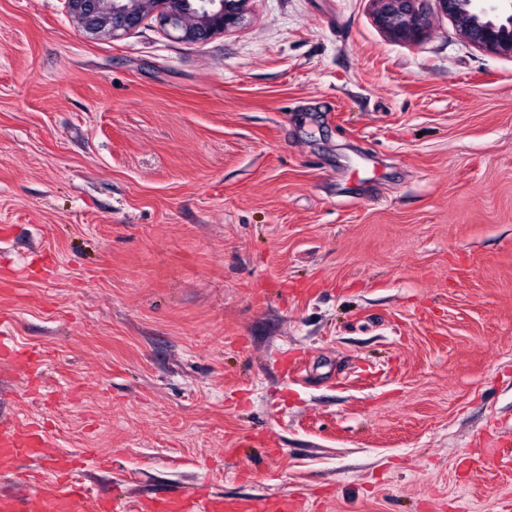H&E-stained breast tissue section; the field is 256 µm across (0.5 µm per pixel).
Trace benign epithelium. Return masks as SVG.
<instances>
[{
    "mask_svg": "<svg viewBox=\"0 0 512 512\" xmlns=\"http://www.w3.org/2000/svg\"><path fill=\"white\" fill-rule=\"evenodd\" d=\"M426 0H371L375 26L390 40L421 41L429 30ZM461 37L483 53L512 57L511 13L492 18L481 0H435ZM249 0H66L79 31L91 36L117 37L152 12L164 30L179 32L183 41H204L241 26Z\"/></svg>",
    "mask_w": 512,
    "mask_h": 512,
    "instance_id": "obj_1",
    "label": "benign epithelium"
}]
</instances>
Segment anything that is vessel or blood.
I'll list each match as a JSON object with an SVG mask.
<instances>
[{
    "label": "vessel or blood",
    "mask_w": 512,
    "mask_h": 512,
    "mask_svg": "<svg viewBox=\"0 0 512 512\" xmlns=\"http://www.w3.org/2000/svg\"><path fill=\"white\" fill-rule=\"evenodd\" d=\"M41 456L52 479L42 482L17 470L26 456ZM0 469L15 474L16 481L29 484V495L0 492V512H296L288 496L234 499L207 492L153 497L130 502L117 493L95 492L77 478L74 458L57 454L48 435L34 427L0 426Z\"/></svg>",
    "instance_id": "b4317fda"
}]
</instances>
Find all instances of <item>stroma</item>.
<instances>
[{
  "mask_svg": "<svg viewBox=\"0 0 512 512\" xmlns=\"http://www.w3.org/2000/svg\"><path fill=\"white\" fill-rule=\"evenodd\" d=\"M0 423L91 489L512 512V58L251 0L188 42L0 0Z\"/></svg>",
  "mask_w": 512,
  "mask_h": 512,
  "instance_id": "35a3bbf8",
  "label": "stroma"
}]
</instances>
